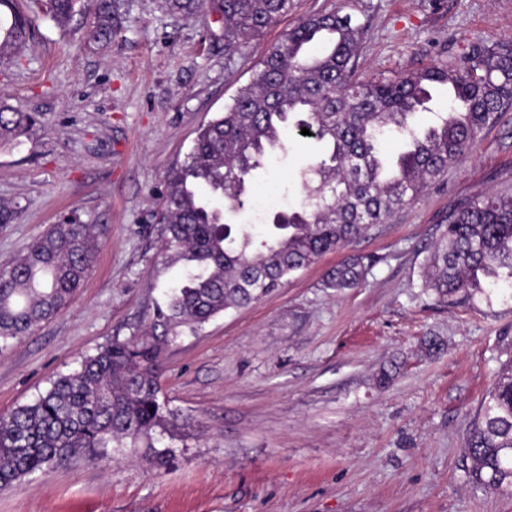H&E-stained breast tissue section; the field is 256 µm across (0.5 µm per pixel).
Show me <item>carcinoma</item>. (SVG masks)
Masks as SVG:
<instances>
[{
    "label": "carcinoma",
    "instance_id": "obj_1",
    "mask_svg": "<svg viewBox=\"0 0 512 512\" xmlns=\"http://www.w3.org/2000/svg\"><path fill=\"white\" fill-rule=\"evenodd\" d=\"M175 16H217L224 46L238 51L278 23L292 0H165ZM59 24L88 15L86 37L120 33L116 0H49ZM33 20L19 0H0V62L20 63ZM363 27L337 9L302 18L268 48L250 84L200 128L167 176L161 223L164 262L182 264L148 330L114 338L31 403L0 415V491L80 452L146 448L162 465L175 449L181 415L161 397L163 353L184 332L261 300L323 255L414 201L449 167L468 158L482 131L512 105V43L477 44L453 66L431 63L392 76L358 71ZM448 88V111L424 129L415 117L432 91ZM37 123L0 97V148ZM306 128L325 155L301 169L297 207L275 216L279 233L232 235L224 212L249 205L246 178L284 148L283 131ZM406 141L395 160L384 148ZM94 226L72 217L32 239L0 269V343L30 334L74 297L94 267ZM372 260L352 255L327 275L328 288L358 286ZM512 281V188L474 195L448 211L429 258L426 286L446 303L470 295L480 278ZM475 485L512 492V361L496 376L467 445Z\"/></svg>",
    "mask_w": 512,
    "mask_h": 512
}]
</instances>
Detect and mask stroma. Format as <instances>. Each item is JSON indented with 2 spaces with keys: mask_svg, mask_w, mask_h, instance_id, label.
<instances>
[{
  "mask_svg": "<svg viewBox=\"0 0 512 512\" xmlns=\"http://www.w3.org/2000/svg\"><path fill=\"white\" fill-rule=\"evenodd\" d=\"M34 51L0 63V95L38 113L0 149V268L69 217L94 225L97 260L73 300L0 349V414L31 403L112 338L147 327L179 267L161 261L168 170L252 79L266 50L309 14L343 8L364 28L359 70L389 76L455 64L480 41H512V0H294L247 47L220 24L120 0L122 30L85 41L24 0ZM227 224L269 234L301 197L319 144L287 134ZM512 183V109L473 154L341 251L185 334L163 355V396L186 423L155 467L144 449L80 454L0 492V512H512L472 483L469 428L512 358V285L449 304L425 286L429 248L461 199ZM374 263L356 288L323 285L343 257Z\"/></svg>",
  "mask_w": 512,
  "mask_h": 512,
  "instance_id": "obj_1",
  "label": "stroma"
}]
</instances>
